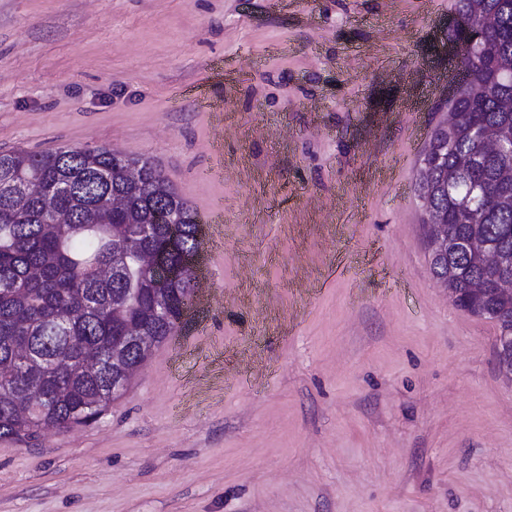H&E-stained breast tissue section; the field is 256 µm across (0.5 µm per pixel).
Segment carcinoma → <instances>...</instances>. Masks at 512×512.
<instances>
[{
    "instance_id": "carcinoma-1",
    "label": "carcinoma",
    "mask_w": 512,
    "mask_h": 512,
    "mask_svg": "<svg viewBox=\"0 0 512 512\" xmlns=\"http://www.w3.org/2000/svg\"><path fill=\"white\" fill-rule=\"evenodd\" d=\"M464 76L450 111L458 121L429 145L417 188L420 206L446 213L448 235L474 239L512 256V205L477 208L472 200L501 191L504 158L485 151L472 133L512 127V77L496 71L512 58V0H454ZM140 164V185L129 189L120 169ZM127 198L136 223L112 218L102 205ZM68 217L55 222L54 214ZM152 225L143 234L142 225ZM199 248L193 208L167 184L147 158L117 156L106 148L63 146L49 153L0 151V438L33 439L45 428L88 424L109 408L112 377L130 381L140 353L123 336L144 326L160 344L174 322L158 319V298L190 300L195 288L190 263ZM151 252L153 262L142 263ZM446 275L434 269L461 310L512 327V298L474 297L468 289L491 273L482 254L448 255ZM99 358L94 372L84 366Z\"/></svg>"
}]
</instances>
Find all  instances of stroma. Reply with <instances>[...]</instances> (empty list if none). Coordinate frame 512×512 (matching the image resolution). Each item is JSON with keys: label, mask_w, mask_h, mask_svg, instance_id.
I'll list each match as a JSON object with an SVG mask.
<instances>
[{"label": "stroma", "mask_w": 512, "mask_h": 512, "mask_svg": "<svg viewBox=\"0 0 512 512\" xmlns=\"http://www.w3.org/2000/svg\"><path fill=\"white\" fill-rule=\"evenodd\" d=\"M454 0H0V150L149 158L175 333L96 422L0 439V512H512L495 322L430 266Z\"/></svg>", "instance_id": "35a3bbf8"}]
</instances>
